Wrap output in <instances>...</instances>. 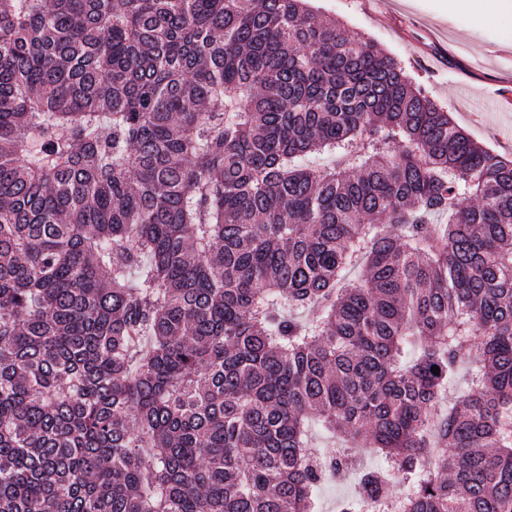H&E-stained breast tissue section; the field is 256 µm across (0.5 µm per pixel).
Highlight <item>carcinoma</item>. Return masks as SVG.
Segmentation results:
<instances>
[{"label":"carcinoma","instance_id":"cac0c4a2","mask_svg":"<svg viewBox=\"0 0 512 512\" xmlns=\"http://www.w3.org/2000/svg\"><path fill=\"white\" fill-rule=\"evenodd\" d=\"M307 2L0 0V512H512V159ZM375 465L376 461L373 458L364 457L352 464L345 479L323 483L316 492L319 512H339L340 503L354 494L362 470Z\"/></svg>","mask_w":512,"mask_h":512}]
</instances>
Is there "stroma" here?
<instances>
[{"label": "stroma", "instance_id": "1", "mask_svg": "<svg viewBox=\"0 0 512 512\" xmlns=\"http://www.w3.org/2000/svg\"><path fill=\"white\" fill-rule=\"evenodd\" d=\"M397 59L423 93L479 144L512 156V11L475 23L480 0H311ZM373 458L316 492L320 512H338Z\"/></svg>", "mask_w": 512, "mask_h": 512}]
</instances>
